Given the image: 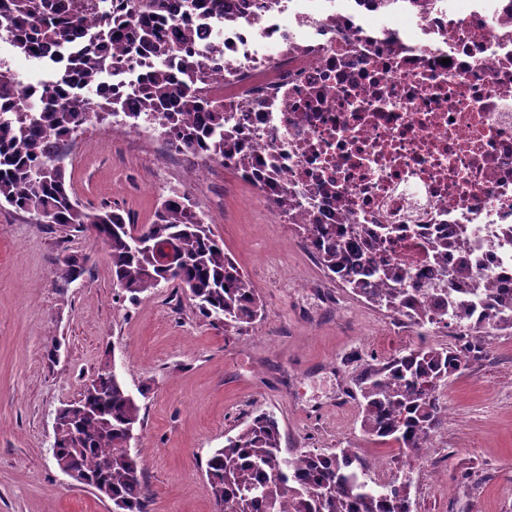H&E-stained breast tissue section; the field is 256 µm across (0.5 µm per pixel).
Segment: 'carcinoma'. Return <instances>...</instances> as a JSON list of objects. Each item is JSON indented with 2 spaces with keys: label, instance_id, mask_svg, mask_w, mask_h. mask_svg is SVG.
I'll list each match as a JSON object with an SVG mask.
<instances>
[{
  "label": "carcinoma",
  "instance_id": "obj_1",
  "mask_svg": "<svg viewBox=\"0 0 512 512\" xmlns=\"http://www.w3.org/2000/svg\"><path fill=\"white\" fill-rule=\"evenodd\" d=\"M224 0H184L185 14L219 11ZM172 0H105L94 25L87 23L76 0H0V31L18 55L38 59L54 70L52 79L27 83L0 66V204L29 214L38 222L93 228L107 248L112 279L134 302L163 283L188 290L199 314L241 331L264 310L263 302L238 265L215 239L209 225L186 196L165 199L144 225L146 243L133 236L129 217L108 206L85 208L67 185L65 146L72 134L99 117L123 107L133 96L135 112L126 116L157 125L182 147L209 154L224 163L236 154L235 169L250 171L267 190L268 204L286 214L299 201L267 172L273 161L254 162L242 139L224 132V104L208 103L190 88L188 77L203 66L192 47L194 34L183 26L169 38ZM129 51L168 58V66L125 80L116 91L105 83L114 55ZM103 102L90 107L84 91ZM312 239L324 271L371 305L393 316L414 311L424 326L425 301L407 284L412 275L397 263H359L362 224H302ZM437 276L464 283L473 277L466 265L448 268L437 255ZM86 258L70 256L59 277L68 282L86 272ZM378 283L376 288L367 282ZM433 308L451 313L467 331L493 322L512 328V297L484 290L480 298H459L446 288L433 297ZM469 347L450 351L422 344L404 350L359 375L363 431L382 444L398 446L397 471L384 485L366 479L350 448L286 455L277 419L255 415L224 447L206 460L214 507L222 512H411V458L420 456L432 432L448 421V405L439 390L467 363ZM52 449L60 461L78 471L87 486L101 484L111 495L112 512H148L139 455L131 453L133 434L142 427L140 405L121 373L105 360L81 397L58 411Z\"/></svg>",
  "mask_w": 512,
  "mask_h": 512
}]
</instances>
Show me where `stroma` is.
<instances>
[{"label": "stroma", "instance_id": "35a3bbf8", "mask_svg": "<svg viewBox=\"0 0 512 512\" xmlns=\"http://www.w3.org/2000/svg\"><path fill=\"white\" fill-rule=\"evenodd\" d=\"M67 152L71 193L89 208L121 209L136 225L165 198L188 195L264 312L236 333L203 319L174 283L123 301L91 232L0 207V512H111L50 452L56 411L107 358L131 393L147 392L131 446L149 512H212L206 458L262 411L277 419L284 451L350 448L372 481H390L398 450L362 430L356 379L399 351L455 348L459 338L421 336L332 279L304 250L297 225L275 223L235 170L217 164L188 175L113 133L108 119L85 124ZM71 254L89 271L67 282L58 269ZM479 336L480 351L440 389L448 422L414 464L411 512H512V328Z\"/></svg>", "mask_w": 512, "mask_h": 512}]
</instances>
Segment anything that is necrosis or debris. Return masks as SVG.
<instances>
[{"label": "necrosis or debris", "mask_w": 512, "mask_h": 512, "mask_svg": "<svg viewBox=\"0 0 512 512\" xmlns=\"http://www.w3.org/2000/svg\"><path fill=\"white\" fill-rule=\"evenodd\" d=\"M190 18L195 86L300 205L287 224H365L363 257L418 273L463 240L512 293V0H224Z\"/></svg>", "instance_id": "4bbe7bcc"}]
</instances>
